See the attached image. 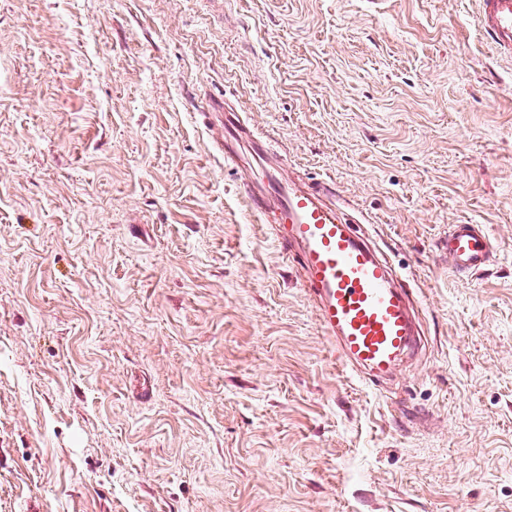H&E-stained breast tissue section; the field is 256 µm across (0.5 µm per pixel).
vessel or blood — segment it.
I'll list each match as a JSON object with an SVG mask.
<instances>
[{
    "label": "vessel or blood",
    "mask_w": 512,
    "mask_h": 512,
    "mask_svg": "<svg viewBox=\"0 0 512 512\" xmlns=\"http://www.w3.org/2000/svg\"><path fill=\"white\" fill-rule=\"evenodd\" d=\"M479 3L480 28L500 53L512 57V0ZM245 144L259 156L275 154L238 113L225 111L221 137L213 149L223 155L225 165L238 167ZM240 188L251 215L268 225L281 252L298 267L301 285L341 363L372 386L391 377L398 364L421 346L407 281L360 234L353 218L336 206L324 184L278 174L261 187L246 175ZM494 254L484 225H452L448 255L453 272H479Z\"/></svg>",
    "instance_id": "1"
}]
</instances>
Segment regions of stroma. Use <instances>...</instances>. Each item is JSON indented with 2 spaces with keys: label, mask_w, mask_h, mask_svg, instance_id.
Masks as SVG:
<instances>
[{
  "label": "stroma",
  "mask_w": 512,
  "mask_h": 512,
  "mask_svg": "<svg viewBox=\"0 0 512 512\" xmlns=\"http://www.w3.org/2000/svg\"><path fill=\"white\" fill-rule=\"evenodd\" d=\"M477 0H0V512H512V58ZM228 102L404 275L346 369L208 148ZM496 259L454 274L448 228Z\"/></svg>",
  "instance_id": "stroma-1"
}]
</instances>
